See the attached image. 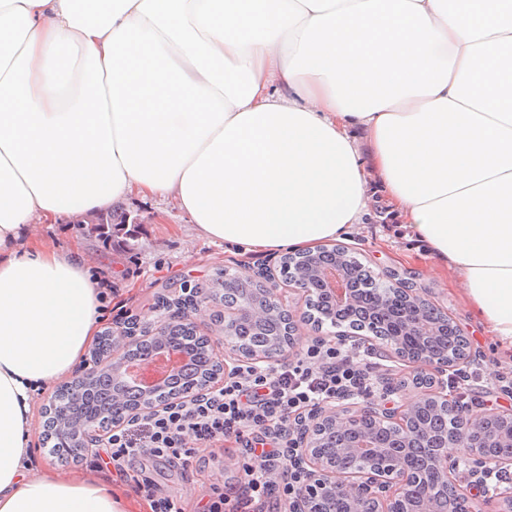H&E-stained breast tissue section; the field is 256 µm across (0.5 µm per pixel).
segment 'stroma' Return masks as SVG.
<instances>
[{
    "instance_id": "1",
    "label": "stroma",
    "mask_w": 512,
    "mask_h": 512,
    "mask_svg": "<svg viewBox=\"0 0 512 512\" xmlns=\"http://www.w3.org/2000/svg\"><path fill=\"white\" fill-rule=\"evenodd\" d=\"M112 212L126 218L125 225L112 229L113 237L122 240L118 248L107 247L90 232L84 219L36 224L30 230L31 236L48 244L86 255L94 278L105 284L108 293L102 327L113 328L130 319L143 326L160 324L168 318L169 301L180 296L182 288L208 283L222 270L243 276L280 271V253L244 254L227 248L221 241L205 238L172 199L136 196L114 205ZM340 242L376 278L384 281L389 273H396L399 281L422 291L430 302L446 312L467 337L468 356L479 361L485 382L512 371V350L501 349L474 320L451 273L430 257L426 246L387 212L382 201H373L363 223L353 225ZM47 400V394H40L33 411V468L73 475L91 472L124 495H131V488L116 475L108 457L73 465L48 455L42 414ZM136 466L143 477L175 500L184 512H204L214 491L231 487L240 478L238 455L231 448L218 456L204 453L200 464L187 471L158 459H143Z\"/></svg>"
}]
</instances>
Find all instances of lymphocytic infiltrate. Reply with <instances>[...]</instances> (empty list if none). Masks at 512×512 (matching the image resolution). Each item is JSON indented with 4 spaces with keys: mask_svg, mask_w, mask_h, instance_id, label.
I'll return each instance as SVG.
<instances>
[{
    "mask_svg": "<svg viewBox=\"0 0 512 512\" xmlns=\"http://www.w3.org/2000/svg\"><path fill=\"white\" fill-rule=\"evenodd\" d=\"M373 347L358 338H314L295 359L233 367L203 397L144 410L112 428L101 446L116 473L129 476L151 512H181L131 474L142 457L188 467L199 449L234 444L243 459L238 488L220 494L209 512H291L308 475L294 442L310 414L336 402L382 397L384 376Z\"/></svg>",
    "mask_w": 512,
    "mask_h": 512,
    "instance_id": "lymphocytic-infiltrate-1",
    "label": "lymphocytic infiltrate"
}]
</instances>
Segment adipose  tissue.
<instances>
[{
    "instance_id": "ef3b65f1",
    "label": "adipose tissue",
    "mask_w": 512,
    "mask_h": 512,
    "mask_svg": "<svg viewBox=\"0 0 512 512\" xmlns=\"http://www.w3.org/2000/svg\"><path fill=\"white\" fill-rule=\"evenodd\" d=\"M374 184L512 349V0H0V512H130L28 464L104 301L25 227L162 195L228 246L307 249Z\"/></svg>"
}]
</instances>
